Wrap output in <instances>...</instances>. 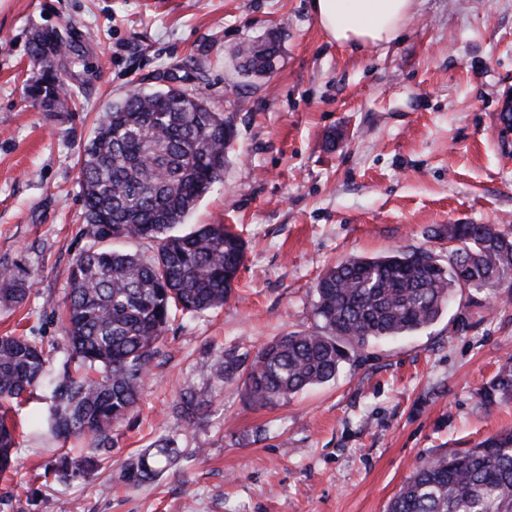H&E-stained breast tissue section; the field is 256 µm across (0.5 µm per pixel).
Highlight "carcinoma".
<instances>
[{"label": "carcinoma", "instance_id": "carcinoma-1", "mask_svg": "<svg viewBox=\"0 0 512 512\" xmlns=\"http://www.w3.org/2000/svg\"><path fill=\"white\" fill-rule=\"evenodd\" d=\"M270 41L237 50L244 77L274 67ZM74 54L56 31L34 35L31 59L38 76L30 98L55 112L76 103L57 74ZM233 137L232 122L199 94L168 84L148 95L131 93L112 103L83 149L80 181L89 246L76 258L63 300L69 350L58 367L31 336H0V474L13 467L18 424L5 405L47 384L49 432L64 440L90 434L97 452L61 457L65 477L88 474L112 447V429L138 403L162 357L161 344L177 313L224 306L246 251L244 239L224 224L181 226L197 203L222 180ZM448 240V266L429 250L396 249L376 257H351L317 280L314 315L320 329L282 336L252 360L217 354L210 376L224 382L244 375L248 400L261 406L286 402L304 389L336 378L351 352L373 340L417 332L432 324L462 288L495 297L494 285L512 277L511 224H450L435 233ZM152 239L156 254L113 248L115 242ZM30 271L0 269V302L22 304L34 286ZM483 404L512 402V359L481 392ZM200 406L187 386L177 410L189 420ZM180 456L171 436L129 463L128 486L153 481ZM387 512H512V429L462 452L419 462L390 500Z\"/></svg>", "mask_w": 512, "mask_h": 512}]
</instances>
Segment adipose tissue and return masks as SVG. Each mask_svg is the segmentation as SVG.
<instances>
[{"instance_id":"adipose-tissue-1","label":"adipose tissue","mask_w":512,"mask_h":512,"mask_svg":"<svg viewBox=\"0 0 512 512\" xmlns=\"http://www.w3.org/2000/svg\"><path fill=\"white\" fill-rule=\"evenodd\" d=\"M415 0H314L318 24L329 41L349 50L388 47L403 34Z\"/></svg>"}]
</instances>
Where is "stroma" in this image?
Masks as SVG:
<instances>
[{"label": "stroma", "instance_id": "1", "mask_svg": "<svg viewBox=\"0 0 512 512\" xmlns=\"http://www.w3.org/2000/svg\"><path fill=\"white\" fill-rule=\"evenodd\" d=\"M313 0H0V268L35 277L24 306L0 305V335L21 329L55 359L59 312L89 240L79 156L96 119L175 70L229 116L234 139L222 183L186 220L236 227L247 242L224 308L176 317L137 407L112 430L101 468L62 479L63 451L88 453L37 426L46 388L15 411L23 434L0 476V512H386L414 466L463 452L512 427V403L480 392L512 358V290L491 302L459 291L430 326L352 354L336 379L271 406L242 379L209 382L214 354H255L315 328L313 286L350 256L432 251L448 224H512V140L498 113L512 90V0H417L401 39L354 52L329 42ZM58 30L79 54L66 81L73 112L28 100L33 33ZM275 39L272 73L242 78L235 52ZM202 405L174 408L186 386ZM182 430L183 457L132 489L128 462ZM205 449L197 459L196 449Z\"/></svg>", "mask_w": 512, "mask_h": 512}]
</instances>
